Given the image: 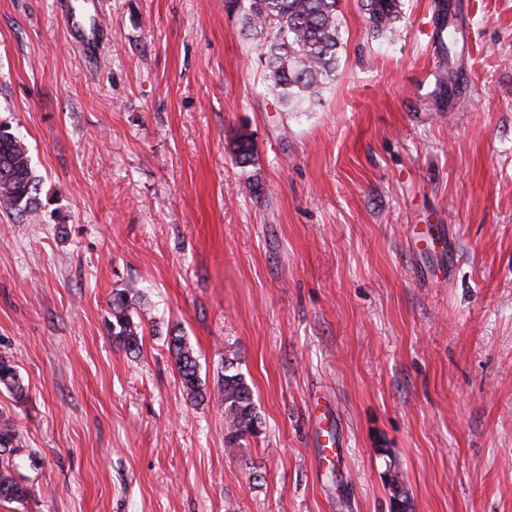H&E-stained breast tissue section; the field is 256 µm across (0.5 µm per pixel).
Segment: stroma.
<instances>
[{"label": "stroma", "instance_id": "35a3bbf8", "mask_svg": "<svg viewBox=\"0 0 512 512\" xmlns=\"http://www.w3.org/2000/svg\"><path fill=\"white\" fill-rule=\"evenodd\" d=\"M95 2L91 62L62 19L84 0H0V124L39 180L33 212L0 204V352L28 388L0 420L30 491L0 512H391L392 464L414 512H512V0H449V60L418 32L434 0L383 37L341 0L302 112L224 0ZM127 289L136 354L108 330ZM228 360L260 420L231 452ZM182 387L190 401L204 400L198 364L190 346L182 336H172L169 343Z\"/></svg>", "mask_w": 512, "mask_h": 512}]
</instances>
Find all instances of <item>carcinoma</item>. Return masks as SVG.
Wrapping results in <instances>:
<instances>
[{
	"mask_svg": "<svg viewBox=\"0 0 512 512\" xmlns=\"http://www.w3.org/2000/svg\"><path fill=\"white\" fill-rule=\"evenodd\" d=\"M372 31L385 35L401 20L400 0H361ZM224 10L237 18L242 29L260 40L261 58L278 102L288 112L320 101L323 89L335 77L341 47L340 0H224ZM236 163L245 165L254 156L249 137L242 136L234 151ZM39 182L31 167L28 147L19 135L0 128V199L18 213H29L37 204ZM132 298L116 293L110 307L109 331L129 352L139 350L140 324L131 315ZM182 387L192 401L204 399L198 364L182 336L170 339ZM0 386L22 401L27 388L17 373L13 356L0 354ZM224 405L225 441L232 448L257 432L252 390L243 374H224L218 386ZM17 433L0 422V459L17 451ZM29 489L20 483L8 463L0 464V501L21 503Z\"/></svg>",
	"mask_w": 512,
	"mask_h": 512,
	"instance_id": "1",
	"label": "carcinoma"
}]
</instances>
